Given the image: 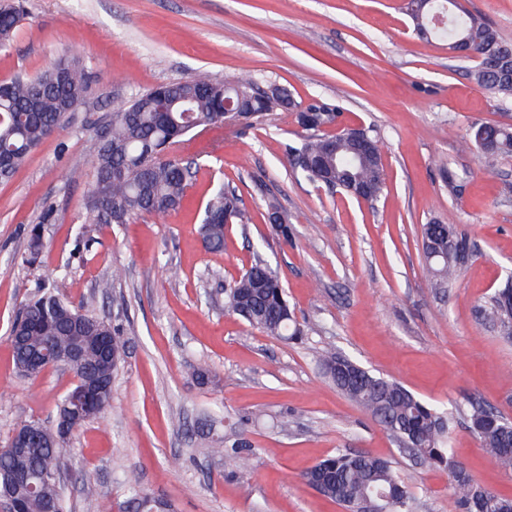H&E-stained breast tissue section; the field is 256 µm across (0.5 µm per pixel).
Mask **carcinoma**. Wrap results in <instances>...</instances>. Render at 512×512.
<instances>
[{
	"label": "carcinoma",
	"instance_id": "cac0c4a2",
	"mask_svg": "<svg viewBox=\"0 0 512 512\" xmlns=\"http://www.w3.org/2000/svg\"><path fill=\"white\" fill-rule=\"evenodd\" d=\"M407 12L415 29L448 45L465 41L467 32L476 31L481 48L512 52L498 33L481 19L457 6L454 0H411ZM23 14L16 0L0 3V46L10 44ZM475 80L486 89L506 98L512 96V77L508 69L497 71L477 65ZM258 79L253 76L218 81L206 71L192 77L153 87L130 100L111 102L112 121L97 132V149L92 161L85 208L87 224H126L144 214H164L178 209L191 179L190 164L178 158L187 137L199 128L224 124V100L233 101L234 109L244 119L270 112L310 113L302 129L306 136L297 147L289 148L294 168L310 180L320 182L314 161L335 189L347 192L352 185L370 189L369 203L378 201L385 187L380 165L381 155H358L351 138L356 129L340 127L342 109L323 98L297 103L277 86L256 92ZM90 83L77 56L63 58L51 68L32 77L0 81V155L8 161L0 169V181L10 179L43 141L63 129L69 113L86 99ZM477 146L490 141L494 149L483 151L491 159L512 154V126L482 124L473 133ZM234 224H249L250 213L233 190H221L205 208L201 231L213 252L224 249V214ZM448 225L425 224L422 240L439 246V253H423L430 287L446 290L456 281L464 264L458 251L444 248ZM503 288L483 309L484 316L512 335V309L506 307ZM227 311L269 335L297 339L304 329L290 310L279 273L261 259L254 260L238 278L224 288ZM104 320L83 306L76 307L59 295L39 290L25 302L13 321L9 336H22L26 350L13 354L19 372H26L24 357L46 344L64 346L75 336L90 346ZM325 373L349 399L376 419L411 457L451 475L452 497L456 512H512V496L473 492V479L454 459L450 434L451 412L441 406L421 401L400 383L380 377L349 357L330 348L324 350ZM470 428L486 448L492 462L512 473V422L498 412L474 406L469 414ZM45 432L46 447L29 455L15 457L11 447L0 449V472L18 465L35 477L37 494L27 501L28 512H41L42 501L53 498L59 512H66L60 477L70 451L68 443L54 442V427L49 422L32 421ZM209 455L224 461V471H246L257 453L242 434L234 433L207 449ZM303 482L334 500L343 509L364 497L383 500L386 512H412L413 486L410 478L390 462L366 451L339 452L307 469ZM132 492L135 512H150L153 498L142 493L139 477L130 473L126 479Z\"/></svg>",
	"mask_w": 512,
	"mask_h": 512
}]
</instances>
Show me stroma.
<instances>
[{
    "label": "stroma",
    "instance_id": "stroma-1",
    "mask_svg": "<svg viewBox=\"0 0 512 512\" xmlns=\"http://www.w3.org/2000/svg\"><path fill=\"white\" fill-rule=\"evenodd\" d=\"M512 44V0H461ZM27 16L0 48V81L33 76L78 54L90 94L6 183H0V446L31 419L51 420L72 383L62 368L20 375L8 332L30 293L63 294L127 341L101 419L72 437L63 474L71 512H134L125 476L173 512H343L305 485L318 460L366 450L413 477L415 512H455L447 472L414 464L395 438L323 374L333 345L428 403L458 411L451 446L469 475L512 493L463 412L478 402L512 421V338L481 310L512 281V155L488 161L471 136L512 125V97L478 85L474 63L420 37L405 0H25ZM252 75L297 101L338 103L345 127L382 148L386 188L375 206L329 192L288 162L303 134L273 112L195 135L198 164L181 208L126 224H85L97 131L111 101L198 70ZM456 177L450 191L441 171ZM236 190L252 224L229 225L224 249L200 235L218 188ZM286 217L290 238L265 218ZM456 225L470 246L457 282L428 286L423 224ZM43 250L28 265L30 231ZM261 255L305 326L302 340L265 335L224 308V286ZM181 270L179 280L166 276ZM124 277L112 282L113 268ZM214 381L197 384L193 367ZM240 423L260 450L231 476L206 449ZM100 497L86 500L82 474Z\"/></svg>",
    "mask_w": 512,
    "mask_h": 512
}]
</instances>
